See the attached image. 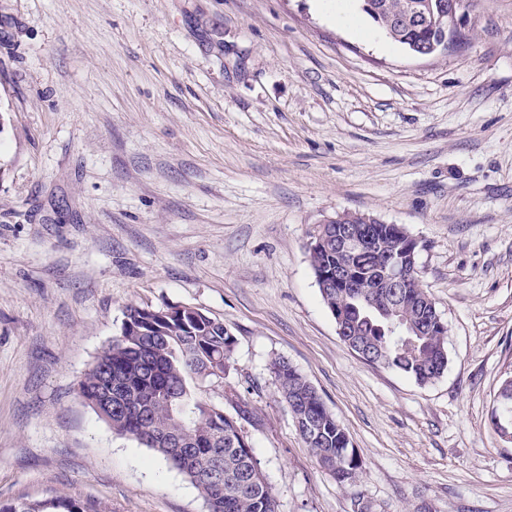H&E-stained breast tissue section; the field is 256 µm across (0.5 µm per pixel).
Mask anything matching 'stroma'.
Masks as SVG:
<instances>
[{"label": "stroma", "mask_w": 512, "mask_h": 512, "mask_svg": "<svg viewBox=\"0 0 512 512\" xmlns=\"http://www.w3.org/2000/svg\"><path fill=\"white\" fill-rule=\"evenodd\" d=\"M417 57L360 0H0V502L208 512L76 393L123 310L191 306L235 338L278 512H512V0H465ZM401 224L448 326L421 386L360 358L308 250L343 212ZM293 365L362 463L338 485L270 371ZM0 512H112V508L98 500L65 496L48 489L37 499L0 502Z\"/></svg>", "instance_id": "obj_1"}]
</instances>
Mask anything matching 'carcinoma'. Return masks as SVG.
Instances as JSON below:
<instances>
[{"label":"carcinoma","mask_w":512,"mask_h":512,"mask_svg":"<svg viewBox=\"0 0 512 512\" xmlns=\"http://www.w3.org/2000/svg\"><path fill=\"white\" fill-rule=\"evenodd\" d=\"M362 10L392 39L409 46L425 45L440 35L439 28L394 27L389 17L411 0H361ZM345 223L359 226L361 246L346 257L330 240L332 228L323 232L324 243L309 251L315 276L336 270L345 262L354 288H321V299L332 317L346 315L358 322L346 337L356 354L397 370L419 385L438 379L448 367V328L435 305L425 297L419 272L408 275L400 288H378L376 280L390 259L410 244L401 224H376L365 213H345ZM399 319L415 331L397 336L389 322ZM234 336L221 320L192 314L178 306L149 313L147 307H125L120 334L97 357L78 384V393L98 397L107 378L112 390V416L103 419L112 432L161 455L199 490L209 512H277L272 487L262 473L252 444L238 420L245 411L204 399L190 381L213 380L214 370L225 371L231 362ZM274 382L290 407L300 436L319 465L345 485L360 473L358 459L350 454L351 441L308 380L287 361L271 364ZM183 451L173 448L172 439ZM221 465L224 480L212 481L209 467ZM0 512H112L101 501L65 496L52 489L37 499L0 502Z\"/></svg>","instance_id":"cac0c4a2"}]
</instances>
